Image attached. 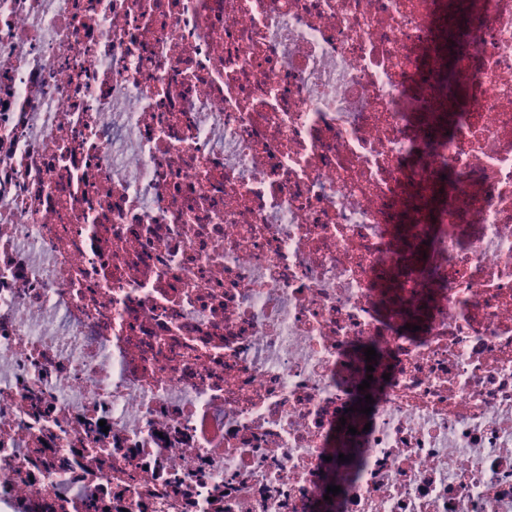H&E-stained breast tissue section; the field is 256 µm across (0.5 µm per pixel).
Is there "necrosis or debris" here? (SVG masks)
Here are the masks:
<instances>
[{
    "mask_svg": "<svg viewBox=\"0 0 512 512\" xmlns=\"http://www.w3.org/2000/svg\"><path fill=\"white\" fill-rule=\"evenodd\" d=\"M0 512H512V0H0Z\"/></svg>",
    "mask_w": 512,
    "mask_h": 512,
    "instance_id": "1",
    "label": "necrosis or debris"
}]
</instances>
